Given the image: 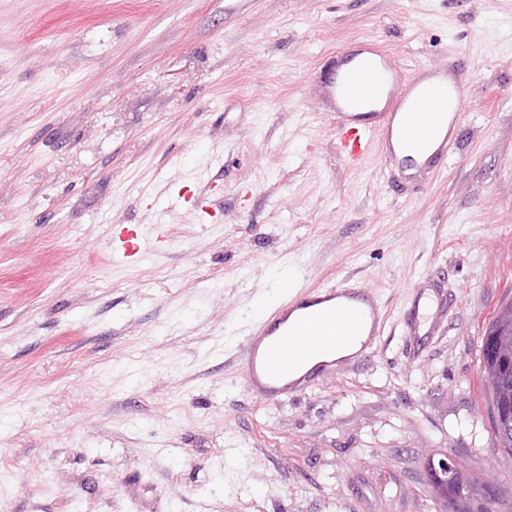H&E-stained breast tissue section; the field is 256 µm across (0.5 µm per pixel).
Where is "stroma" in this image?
<instances>
[{"label": "stroma", "instance_id": "stroma-1", "mask_svg": "<svg viewBox=\"0 0 512 512\" xmlns=\"http://www.w3.org/2000/svg\"><path fill=\"white\" fill-rule=\"evenodd\" d=\"M468 65L435 175L336 152L330 53ZM127 224L160 229L123 257ZM380 298L372 349L277 403L241 349L288 289ZM443 284L420 358L403 328ZM512 297V0H0V512H512L480 373ZM442 457L435 458V455H430L425 459L424 467L428 477H430L437 486L441 488H448V484L454 481L457 462L456 457L448 455L447 453L440 454ZM453 492L454 498L448 497V511L460 512L455 509V506L459 509L465 508L466 504L475 498H484L491 495V487L487 484L475 485L465 475L459 480Z\"/></svg>", "mask_w": 512, "mask_h": 512}]
</instances>
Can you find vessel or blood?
<instances>
[{
    "mask_svg": "<svg viewBox=\"0 0 512 512\" xmlns=\"http://www.w3.org/2000/svg\"><path fill=\"white\" fill-rule=\"evenodd\" d=\"M320 94L336 130V148L348 161L362 160L375 146L393 161L404 149L421 154L416 167L420 173L447 158L470 107L469 82L462 70L450 74L419 66L409 71L372 43L337 55ZM383 328L379 298L354 282L295 295L252 326L243 349L245 385L254 398L267 403L299 396L308 389L309 378L285 379L284 361L294 336L316 347L334 334L360 336L368 350Z\"/></svg>",
    "mask_w": 512,
    "mask_h": 512,
    "instance_id": "obj_1",
    "label": "vessel or blood"
}]
</instances>
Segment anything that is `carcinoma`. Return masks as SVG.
<instances>
[{
    "label": "carcinoma",
    "instance_id": "cac0c4a2",
    "mask_svg": "<svg viewBox=\"0 0 512 512\" xmlns=\"http://www.w3.org/2000/svg\"><path fill=\"white\" fill-rule=\"evenodd\" d=\"M509 307L512 308V300L500 303L486 326L482 342L488 347L481 355L492 429L499 445L512 452V429L501 432L506 420L512 417V322L505 323L499 317L500 310ZM489 495L491 487L486 484L477 486L464 477L457 483L454 497L448 499V509L459 512L470 500Z\"/></svg>",
    "mask_w": 512,
    "mask_h": 512
}]
</instances>
